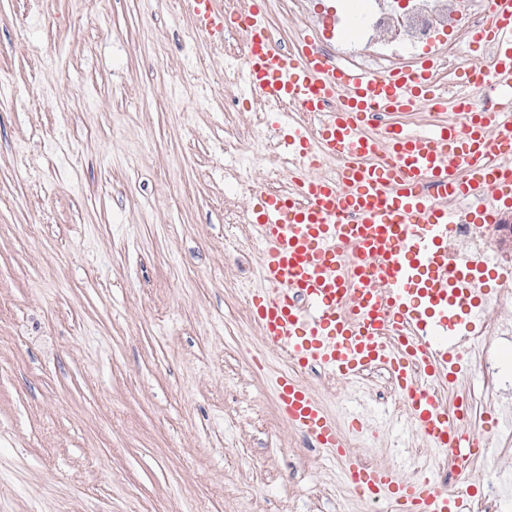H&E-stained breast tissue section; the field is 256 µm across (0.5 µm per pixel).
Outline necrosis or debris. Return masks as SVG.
Segmentation results:
<instances>
[{
	"label": "necrosis or debris",
	"mask_w": 512,
	"mask_h": 512,
	"mask_svg": "<svg viewBox=\"0 0 512 512\" xmlns=\"http://www.w3.org/2000/svg\"><path fill=\"white\" fill-rule=\"evenodd\" d=\"M294 5L304 15L324 16L319 43L337 58L383 71L403 61L407 54L425 51L438 58L437 75L453 100L467 101L488 112L499 110L492 90L493 74H486L481 84L473 86L456 80L467 66L461 45L470 42L473 33L488 21L485 0H404L400 6L388 0H371L361 37L340 49L331 31L338 13L323 10L319 0H294ZM448 256L465 269L482 264L503 272L496 280L494 304L485 308L478 324L462 341L463 355L483 379L480 394L466 398L469 419L474 422L480 419L484 405L512 392L493 360L496 341L512 335V316L499 312L500 307L512 305V278L505 275L512 268V217L501 216L490 228L464 220L452 225Z\"/></svg>",
	"instance_id": "obj_1"
}]
</instances>
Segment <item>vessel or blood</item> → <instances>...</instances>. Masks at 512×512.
<instances>
[{
    "label": "vessel or blood",
    "instance_id": "vessel-or-blood-1",
    "mask_svg": "<svg viewBox=\"0 0 512 512\" xmlns=\"http://www.w3.org/2000/svg\"><path fill=\"white\" fill-rule=\"evenodd\" d=\"M197 35L224 42L223 0H181ZM267 0H246L238 24L245 49L242 85L318 117L317 133L277 113L280 144L302 159L289 174L293 192L261 190L251 204L261 241L253 312L265 341L286 350L294 367L318 364L355 378L381 361L407 397L415 430L434 448L466 463L478 440L448 409L436 383L447 382L460 358L458 326L483 297L448 260L450 224H491L512 209V0H487L490 22L473 45L493 46L487 63L503 107L491 114L459 103L454 119L413 130L399 122L419 104L448 109L431 57L366 71L340 64L316 36L285 50L266 22ZM396 115L383 132L367 131L372 113ZM343 159L340 177L308 174L320 155ZM465 203L449 210L448 198ZM402 333L399 346L388 332ZM286 417L318 445L341 452L343 431L308 389L279 378ZM347 481L372 499L401 500L404 512H458L457 497L429 477L396 480L390 470L345 462Z\"/></svg>",
    "mask_w": 512,
    "mask_h": 512
}]
</instances>
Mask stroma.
<instances>
[{
  "mask_svg": "<svg viewBox=\"0 0 512 512\" xmlns=\"http://www.w3.org/2000/svg\"><path fill=\"white\" fill-rule=\"evenodd\" d=\"M224 49L178 0H0V512H383L282 414L238 309L270 176ZM353 457L404 469L365 382L301 377Z\"/></svg>",
  "mask_w": 512,
  "mask_h": 512,
  "instance_id": "obj_1",
  "label": "stroma"
}]
</instances>
